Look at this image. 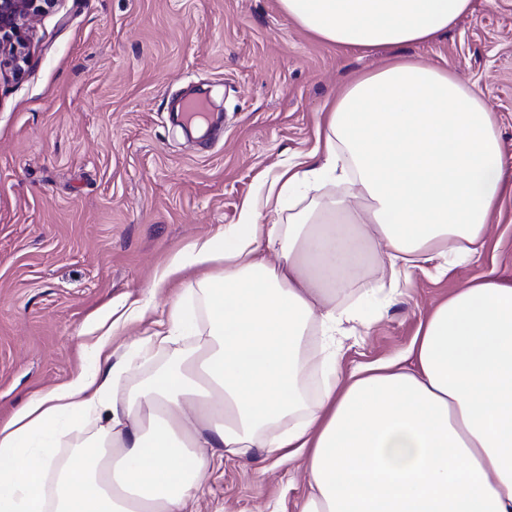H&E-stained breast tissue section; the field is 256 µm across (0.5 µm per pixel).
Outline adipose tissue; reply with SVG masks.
<instances>
[{"mask_svg":"<svg viewBox=\"0 0 512 512\" xmlns=\"http://www.w3.org/2000/svg\"><path fill=\"white\" fill-rule=\"evenodd\" d=\"M279 4L327 43L371 49L437 39L471 0ZM317 136L320 162L289 165L264 202L243 203L241 223L155 276L160 288L204 270L209 329L194 351L117 403L110 323L76 377L0 424V512H195L208 471L246 448L299 459V512H512V284L455 289L389 363L346 375L328 362L312 405L301 386L310 332L349 319L336 298L353 270L375 260L376 289L396 295L419 263L484 247L506 191L494 115L446 69L395 59L346 83ZM342 156L358 198L326 193L294 224L259 223L261 206L323 184ZM90 421L103 444L55 468L57 445Z\"/></svg>","mask_w":512,"mask_h":512,"instance_id":"1","label":"adipose tissue"}]
</instances>
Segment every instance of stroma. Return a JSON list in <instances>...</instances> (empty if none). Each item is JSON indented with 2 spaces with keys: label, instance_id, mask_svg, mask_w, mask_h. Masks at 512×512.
<instances>
[{
  "label": "stroma",
  "instance_id": "35a3bbf8",
  "mask_svg": "<svg viewBox=\"0 0 512 512\" xmlns=\"http://www.w3.org/2000/svg\"><path fill=\"white\" fill-rule=\"evenodd\" d=\"M22 78L0 73V423L34 393L75 377L87 331L127 314L117 399L193 349L207 298L157 270L186 244L239 223L245 200L316 146L328 99L392 58L448 69L494 112L512 156V0H473L440 38L337 48L289 20L278 0H58L38 18ZM210 90L224 129L207 147L172 121L185 92ZM480 255L437 277L434 264L372 327L336 337L343 372L407 350L429 307L461 284H512V194ZM180 308L194 331L159 343L156 321ZM297 462L265 449L225 457L204 479L198 512H298Z\"/></svg>",
  "mask_w": 512,
  "mask_h": 512
}]
</instances>
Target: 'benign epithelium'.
I'll use <instances>...</instances> for the list:
<instances>
[{
  "instance_id": "benign-epithelium-1",
  "label": "benign epithelium",
  "mask_w": 512,
  "mask_h": 512,
  "mask_svg": "<svg viewBox=\"0 0 512 512\" xmlns=\"http://www.w3.org/2000/svg\"><path fill=\"white\" fill-rule=\"evenodd\" d=\"M58 0H0V68L7 67L15 78L28 64V31L39 16L51 11Z\"/></svg>"
}]
</instances>
